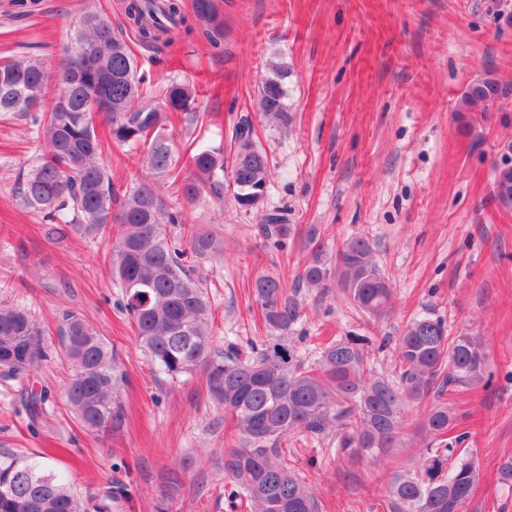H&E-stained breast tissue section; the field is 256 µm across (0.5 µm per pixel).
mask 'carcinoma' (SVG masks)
I'll return each instance as SVG.
<instances>
[{
	"label": "carcinoma",
	"instance_id": "carcinoma-1",
	"mask_svg": "<svg viewBox=\"0 0 512 512\" xmlns=\"http://www.w3.org/2000/svg\"><path fill=\"white\" fill-rule=\"evenodd\" d=\"M129 26L144 43L171 45L194 32L181 0H125ZM198 21L217 16L214 0H193ZM63 63L50 74L34 59L0 65V112L34 114L36 155L19 187L23 204L47 224H68L88 235L114 225L112 276L122 288L123 308L141 346L156 368L172 379L200 371L211 399L235 421L237 445L224 452V474L232 483L228 498L246 499L249 512H323L316 493L295 472L293 455L282 447L292 434L318 443L330 441L336 458L379 464L399 446L410 405L431 404L417 422L426 438L418 461L394 471L381 487L386 512H461L480 479L479 467L459 449L468 438L448 396L473 385L488 386L485 340L468 332L454 336L441 318L410 321L396 344L398 371L377 373L370 364V336H347L321 347L318 360L305 365L284 333L301 320L296 295L278 277L255 279L252 293L270 330L280 331L267 347L243 353L228 346L212 349V309L205 282L186 268L187 254L205 258L221 242L186 224L182 212L167 206L155 182L141 180L119 192L103 160L95 116L103 115L109 139L141 149L143 164L164 177L183 199L224 200L229 190L243 211L263 204L270 176L267 153L257 145L252 124L240 120L224 148L198 145L175 150L164 133L166 113L193 110L188 85L171 82L148 90L155 104H143L146 80L126 42L103 15L87 11L77 30L59 48ZM276 69L259 90L261 112L285 122L286 91ZM512 89L492 80L473 82L463 96L467 106L486 104ZM512 142L494 170L493 191L512 204ZM183 225L186 246L166 237L164 225ZM263 232L286 239L299 236L308 259L298 277L307 288L332 280L356 310L375 322L393 310V292L369 239H349L331 254L318 224L300 228L288 211L263 215ZM38 323L23 308L0 304V370L24 380L48 359ZM64 354L75 374L67 402L81 427L96 435L122 425L119 401L125 375L112 349L86 318L65 314L60 329ZM48 391L32 394L31 420L45 415ZM125 485L99 484L83 496L46 466L0 452V512H129Z\"/></svg>",
	"mask_w": 512,
	"mask_h": 512
}]
</instances>
